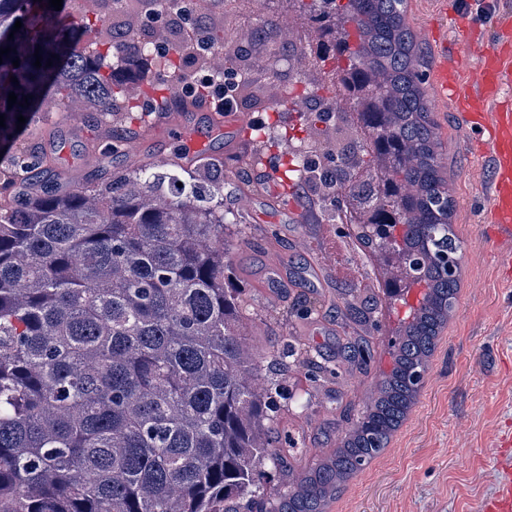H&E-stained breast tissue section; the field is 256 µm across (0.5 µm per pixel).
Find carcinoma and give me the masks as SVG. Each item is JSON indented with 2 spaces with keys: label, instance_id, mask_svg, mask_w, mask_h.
Segmentation results:
<instances>
[{
  "label": "carcinoma",
  "instance_id": "carcinoma-1",
  "mask_svg": "<svg viewBox=\"0 0 512 512\" xmlns=\"http://www.w3.org/2000/svg\"><path fill=\"white\" fill-rule=\"evenodd\" d=\"M48 2L0 0V48H13L0 63V146L49 88L111 117L109 139L129 138L139 105L114 66L137 74L159 59L149 33L115 18L177 0H111L112 18L84 14L77 25L67 24L70 0L59 11ZM292 2L320 31V61L347 60L333 70L336 90L305 92L319 146L299 144L298 175L326 204L347 200L364 245L420 288L392 369L340 448L288 483L269 431L281 380L265 391L253 383L240 289L228 287L224 231L236 219L224 215L218 175L206 191L197 172L175 175L181 187L166 197L147 166L71 186L32 148L15 159L13 193L0 202V512H326L415 404L455 308L461 254L407 0ZM81 32L95 38L89 51L77 48ZM218 50L241 72L236 95L274 108L222 27L202 53L159 61L180 82L183 58ZM268 464L288 486L276 506L259 486Z\"/></svg>",
  "mask_w": 512,
  "mask_h": 512
}]
</instances>
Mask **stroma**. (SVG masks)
Wrapping results in <instances>:
<instances>
[{"instance_id":"35a3bbf8","label":"stroma","mask_w":512,"mask_h":512,"mask_svg":"<svg viewBox=\"0 0 512 512\" xmlns=\"http://www.w3.org/2000/svg\"><path fill=\"white\" fill-rule=\"evenodd\" d=\"M435 0H408L412 34L430 22ZM260 0H216L211 20L253 54L255 76L267 100L283 88L327 83L329 69L294 52L316 45L317 35L299 12L279 5L267 31H260ZM421 61L432 71L435 41L419 37ZM453 199V227L460 241L457 305L429 359L417 404L388 446L349 480L327 512H477L496 484L495 460L502 435L512 432V276L499 271L485 238L486 194L491 163L473 150L474 134L450 101H431ZM250 128L271 134L305 135L303 120L289 112L262 111L237 102ZM70 107L35 113L17 137L18 147L38 143L46 166L78 185L95 175L109 180L123 168L155 165L156 156L177 154L194 163L184 143L158 135L136 150L112 146L86 116ZM255 156L222 163L224 209L237 224L226 230L232 253V285L243 289L246 346L268 377L273 351L300 344L309 363H292L273 399V433L285 450L292 476H300L344 440L360 411L375 396L392 366L400 325L417 291L405 300L388 296L391 272L370 249L354 250L356 227L330 219L315 205L307 184L284 188L274 173L289 161L287 147L255 141ZM250 198L241 207V198ZM306 237V250L293 249ZM286 269L287 281L277 278ZM467 449V462L458 459Z\"/></svg>"}]
</instances>
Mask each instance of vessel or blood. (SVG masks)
<instances>
[{"label":"vessel or blood","mask_w":512,"mask_h":512,"mask_svg":"<svg viewBox=\"0 0 512 512\" xmlns=\"http://www.w3.org/2000/svg\"><path fill=\"white\" fill-rule=\"evenodd\" d=\"M454 40H447L446 31ZM470 24L455 12L448 0L421 33L437 40L442 60L433 69L430 84L436 99H452L463 120L480 129L483 140L479 152L487 155L493 177L486 220L492 226L491 244L499 268L512 274V99L502 92L512 88V16L503 19L494 40L483 43L478 68H470L463 55L454 52L453 43L467 39ZM199 113L205 119L203 130H191L184 115ZM248 123L239 112L222 113L205 102L177 100L170 112L160 114L156 123L168 137L189 143V153L197 161L209 158L207 140L224 130L238 131ZM497 486L479 512H512V439H505L496 461Z\"/></svg>","instance_id":"vessel-or-blood-1"}]
</instances>
